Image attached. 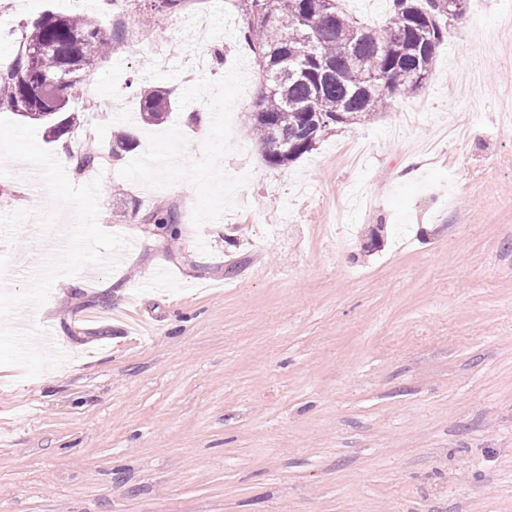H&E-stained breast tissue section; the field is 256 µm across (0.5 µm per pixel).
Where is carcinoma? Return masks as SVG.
<instances>
[{
  "label": "carcinoma",
  "instance_id": "cac0c4a2",
  "mask_svg": "<svg viewBox=\"0 0 512 512\" xmlns=\"http://www.w3.org/2000/svg\"><path fill=\"white\" fill-rule=\"evenodd\" d=\"M244 17V40L262 63V91L250 112V130L260 142L264 161L286 167L337 125L370 119L391 108L398 94L411 95L427 84L434 58L448 34V19L459 18L464 0H392L381 29L348 15L341 0H236ZM109 38L98 24L81 16L46 14L24 37V48L0 71V107L25 121L45 125L58 140L71 132L79 116L67 111L66 92L101 56ZM306 49L329 65L292 62ZM35 64L41 82L21 80L26 61ZM144 119L162 123L173 102L155 86L139 89ZM145 221L171 236L179 217L156 209Z\"/></svg>",
  "mask_w": 512,
  "mask_h": 512
}]
</instances>
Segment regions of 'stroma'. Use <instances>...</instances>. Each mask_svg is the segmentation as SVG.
<instances>
[{
  "label": "stroma",
  "instance_id": "obj_1",
  "mask_svg": "<svg viewBox=\"0 0 512 512\" xmlns=\"http://www.w3.org/2000/svg\"><path fill=\"white\" fill-rule=\"evenodd\" d=\"M0 7V70L43 13L108 16ZM118 10L138 39L67 104L109 176L0 112V512H512V0H468L423 90L285 168L234 0ZM139 96L144 119L148 122L163 123L173 105L169 94L160 87L144 86L140 87ZM146 224H154L159 230H162L171 237L178 235L179 217L172 209H156L146 218Z\"/></svg>",
  "mask_w": 512,
  "mask_h": 512
}]
</instances>
